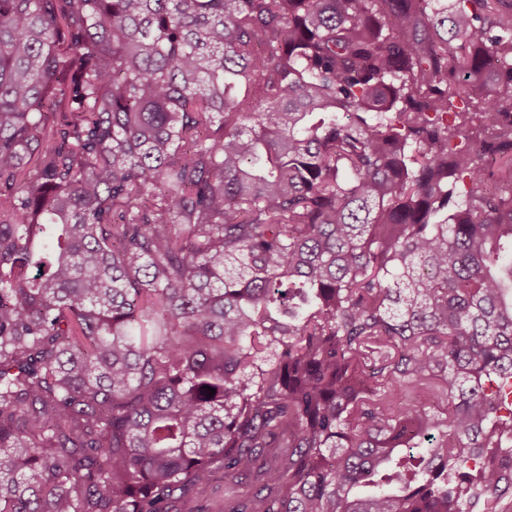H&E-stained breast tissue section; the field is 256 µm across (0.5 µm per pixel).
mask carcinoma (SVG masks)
<instances>
[{"label":"carcinoma","mask_w":512,"mask_h":512,"mask_svg":"<svg viewBox=\"0 0 512 512\" xmlns=\"http://www.w3.org/2000/svg\"><path fill=\"white\" fill-rule=\"evenodd\" d=\"M511 387L512 0H0V512H512ZM251 481L233 485L225 483L222 474L218 473L212 483L189 496L185 507L194 512H225L229 502L249 495Z\"/></svg>","instance_id":"cac0c4a2"}]
</instances>
